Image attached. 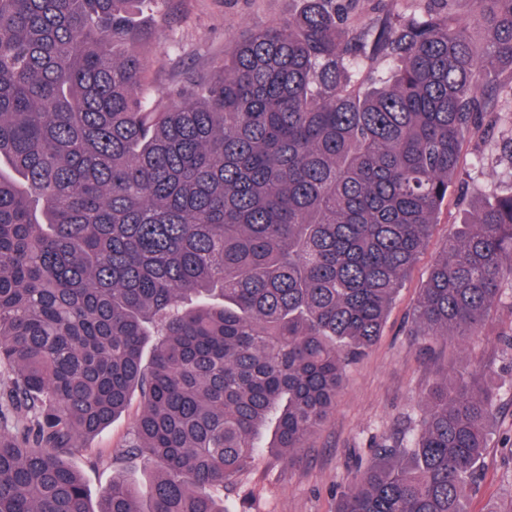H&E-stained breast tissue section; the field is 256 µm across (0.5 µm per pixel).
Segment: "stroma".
Wrapping results in <instances>:
<instances>
[{"mask_svg": "<svg viewBox=\"0 0 512 512\" xmlns=\"http://www.w3.org/2000/svg\"><path fill=\"white\" fill-rule=\"evenodd\" d=\"M296 0H166L151 26L145 48L148 77L156 98L176 87L186 68L204 75L220 71L224 54L255 25L291 17ZM512 137V96L501 95L482 128L466 137L460 172L431 236L407 272L381 336L345 368L336 403L325 424L293 455L278 453L273 430L264 431L262 453L240 474L224 502L233 512H336L338 496L367 465L375 448L415 432L425 413L424 398L444 376L489 371L502 394L489 423L490 444L476 485L466 493L467 512H498L512 501V347L499 338L512 329V277L483 335H413L414 312L429 272L447 238L478 201L512 191V154L501 143ZM141 413L131 401L111 426L88 440L86 451L69 457L92 500H99L121 472L145 485L143 464H125L119 456Z\"/></svg>", "mask_w": 512, "mask_h": 512, "instance_id": "stroma-1", "label": "stroma"}]
</instances>
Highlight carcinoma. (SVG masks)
<instances>
[{
    "mask_svg": "<svg viewBox=\"0 0 512 512\" xmlns=\"http://www.w3.org/2000/svg\"><path fill=\"white\" fill-rule=\"evenodd\" d=\"M161 2L0 0V512H226L268 421L290 453L331 414L465 135L512 95V0H466L486 47L455 0L367 24L370 0H300L162 104L138 50ZM507 274L512 192L448 238L417 328L481 335ZM498 393L443 379L336 512H466ZM135 394L125 456L152 477L114 474L93 509L66 458Z\"/></svg>",
    "mask_w": 512,
    "mask_h": 512,
    "instance_id": "cac0c4a2",
    "label": "carcinoma"
}]
</instances>
